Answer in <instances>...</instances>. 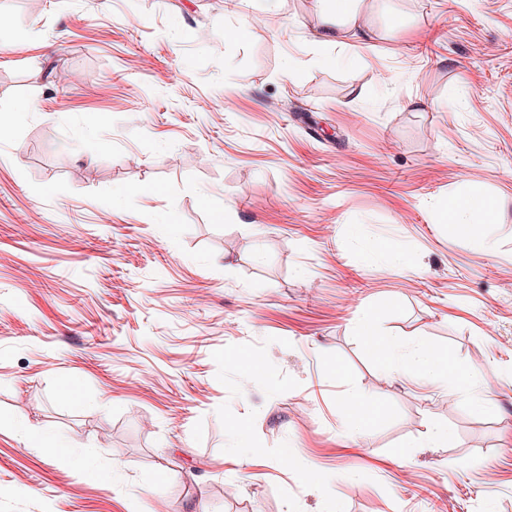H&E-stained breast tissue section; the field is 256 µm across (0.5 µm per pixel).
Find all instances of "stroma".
<instances>
[{
    "instance_id": "obj_1",
    "label": "stroma",
    "mask_w": 512,
    "mask_h": 512,
    "mask_svg": "<svg viewBox=\"0 0 512 512\" xmlns=\"http://www.w3.org/2000/svg\"><path fill=\"white\" fill-rule=\"evenodd\" d=\"M364 21L326 45L317 0H0V512H512V0ZM469 187L485 250L442 220ZM365 310L446 380L388 376ZM472 369L489 409L448 393ZM345 404L350 428L360 425L369 416L373 407L370 398L356 394L349 395Z\"/></svg>"
}]
</instances>
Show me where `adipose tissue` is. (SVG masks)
<instances>
[{"mask_svg": "<svg viewBox=\"0 0 512 512\" xmlns=\"http://www.w3.org/2000/svg\"><path fill=\"white\" fill-rule=\"evenodd\" d=\"M318 3L326 23L324 34L328 41L337 42L348 35L358 39L363 37L359 22L364 14V0H318ZM447 213L451 223L466 226L475 248H486L482 227L489 222V211L478 192L469 190L456 195ZM376 326L377 321L371 313H361L357 318L358 335L368 337L370 346L382 353L389 373L426 382L442 370L444 358L436 350L422 344L409 345L397 336L379 335Z\"/></svg>", "mask_w": 512, "mask_h": 512, "instance_id": "obj_1", "label": "adipose tissue"}]
</instances>
